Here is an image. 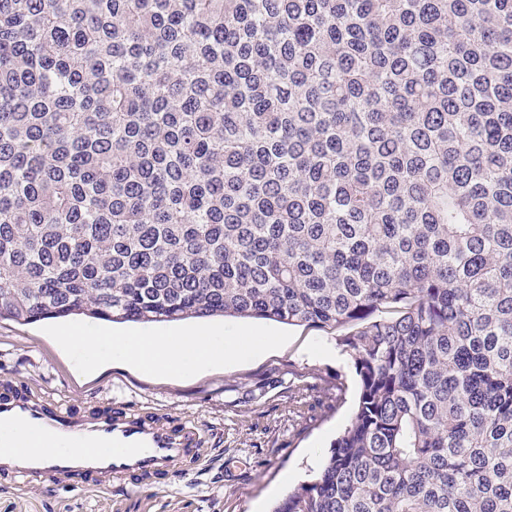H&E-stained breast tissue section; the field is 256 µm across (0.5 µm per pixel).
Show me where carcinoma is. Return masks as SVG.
Listing matches in <instances>:
<instances>
[{
  "label": "carcinoma",
  "mask_w": 512,
  "mask_h": 512,
  "mask_svg": "<svg viewBox=\"0 0 512 512\" xmlns=\"http://www.w3.org/2000/svg\"><path fill=\"white\" fill-rule=\"evenodd\" d=\"M347 330L273 512H512V0H0V318Z\"/></svg>",
  "instance_id": "obj_1"
}]
</instances>
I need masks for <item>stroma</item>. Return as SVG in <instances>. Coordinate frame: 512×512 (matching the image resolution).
I'll return each instance as SVG.
<instances>
[{
  "label": "stroma",
  "instance_id": "stroma-1",
  "mask_svg": "<svg viewBox=\"0 0 512 512\" xmlns=\"http://www.w3.org/2000/svg\"><path fill=\"white\" fill-rule=\"evenodd\" d=\"M248 331L278 343L186 376L147 374L123 364L80 368L59 339L89 334H167L200 326ZM337 332L259 319L212 317L173 323L116 324L83 315L20 324L0 319V390L18 386L66 410L92 413L112 403L201 429L198 461L164 484L94 486L0 478V512H272L292 486L318 472L351 418L357 377L338 351Z\"/></svg>",
  "mask_w": 512,
  "mask_h": 512
}]
</instances>
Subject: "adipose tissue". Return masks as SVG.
<instances>
[{"mask_svg":"<svg viewBox=\"0 0 512 512\" xmlns=\"http://www.w3.org/2000/svg\"><path fill=\"white\" fill-rule=\"evenodd\" d=\"M68 339L91 354L95 363H131L150 374L197 372L244 355L259 356L266 347L264 341L246 332L210 329L188 330L169 338L89 337L75 331Z\"/></svg>","mask_w":512,"mask_h":512,"instance_id":"adipose-tissue-1","label":"adipose tissue"}]
</instances>
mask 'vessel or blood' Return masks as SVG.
<instances>
[{"mask_svg": "<svg viewBox=\"0 0 512 512\" xmlns=\"http://www.w3.org/2000/svg\"><path fill=\"white\" fill-rule=\"evenodd\" d=\"M201 443L196 427L154 415L105 409L85 416L21 388L0 391L2 478L160 484L195 462Z\"/></svg>", "mask_w": 512, "mask_h": 512, "instance_id": "b4317fda", "label": "vessel or blood"}]
</instances>
